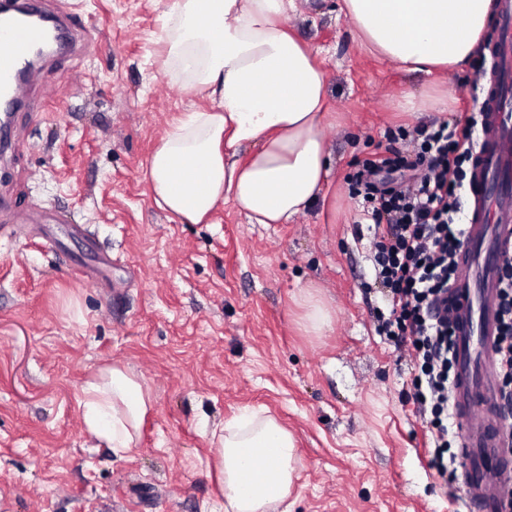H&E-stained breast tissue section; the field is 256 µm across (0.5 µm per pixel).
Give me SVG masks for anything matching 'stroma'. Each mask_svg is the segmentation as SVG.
Returning <instances> with one entry per match:
<instances>
[{"label":"stroma","instance_id":"35a3bbf8","mask_svg":"<svg viewBox=\"0 0 512 512\" xmlns=\"http://www.w3.org/2000/svg\"><path fill=\"white\" fill-rule=\"evenodd\" d=\"M73 24L45 58L0 151V512H224L217 439L244 409L295 439L290 512H466L428 467L430 434L406 352L378 328L374 231L349 174L388 129L478 112L495 77L477 65L429 85L362 47L336 0H295L291 24L321 48L332 185L290 224L232 204L204 224L159 209L146 172L166 131L202 98L160 41L162 0H40ZM329 322L305 326L307 298ZM133 371L152 402L136 449L92 437L76 398L98 369Z\"/></svg>","mask_w":512,"mask_h":512}]
</instances>
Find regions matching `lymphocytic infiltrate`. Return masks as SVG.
Listing matches in <instances>:
<instances>
[{
	"instance_id": "obj_1",
	"label": "lymphocytic infiltrate",
	"mask_w": 512,
	"mask_h": 512,
	"mask_svg": "<svg viewBox=\"0 0 512 512\" xmlns=\"http://www.w3.org/2000/svg\"><path fill=\"white\" fill-rule=\"evenodd\" d=\"M476 122L462 130L429 122L405 133L404 147L363 161L355 191L370 202L368 217L381 227L375 244V278L390 293L382 326L407 349L415 367L412 400L432 435L430 466L447 475L458 454L448 437L453 360L452 322L441 311L463 242L460 196L474 156ZM497 295L494 355L505 411L512 413V253L507 254Z\"/></svg>"
}]
</instances>
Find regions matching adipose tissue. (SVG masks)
Instances as JSON below:
<instances>
[{"instance_id":"obj_1","label":"adipose tissue","mask_w":512,"mask_h":512,"mask_svg":"<svg viewBox=\"0 0 512 512\" xmlns=\"http://www.w3.org/2000/svg\"><path fill=\"white\" fill-rule=\"evenodd\" d=\"M494 0H340L358 40L396 66L443 81L480 52ZM294 0H167L163 40L186 93L207 111L184 113L152 153L157 205L187 224L233 204L251 224H288L325 200L335 122L319 50L292 29ZM87 431L133 451L151 409L137 378L105 367L81 388ZM296 448L274 418L249 411L218 437L225 512H275L294 484Z\"/></svg>"}]
</instances>
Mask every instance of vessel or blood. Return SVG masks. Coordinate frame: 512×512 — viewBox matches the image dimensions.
Returning a JSON list of instances; mask_svg holds the SVG:
<instances>
[{"label": "vessel or blood", "instance_id": "obj_1", "mask_svg": "<svg viewBox=\"0 0 512 512\" xmlns=\"http://www.w3.org/2000/svg\"><path fill=\"white\" fill-rule=\"evenodd\" d=\"M497 27L498 67L512 73V0H502ZM45 36L43 28L13 17L8 0H0V94H20L19 64ZM483 102V139L468 176L470 219L448 291L452 403L463 437L464 505L468 512H501V493L512 486V434L500 411L495 299L503 254L512 250V98L494 82Z\"/></svg>", "mask_w": 512, "mask_h": 512}]
</instances>
